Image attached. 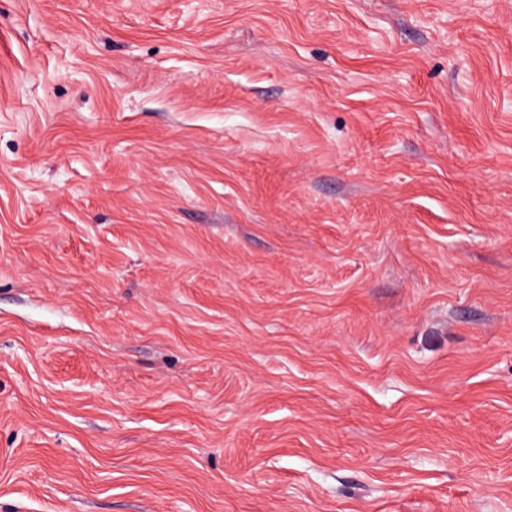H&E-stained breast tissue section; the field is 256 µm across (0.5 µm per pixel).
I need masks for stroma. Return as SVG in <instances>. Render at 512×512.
Listing matches in <instances>:
<instances>
[{
    "label": "stroma",
    "instance_id": "obj_1",
    "mask_svg": "<svg viewBox=\"0 0 512 512\" xmlns=\"http://www.w3.org/2000/svg\"><path fill=\"white\" fill-rule=\"evenodd\" d=\"M0 512H512V0H0Z\"/></svg>",
    "mask_w": 512,
    "mask_h": 512
}]
</instances>
